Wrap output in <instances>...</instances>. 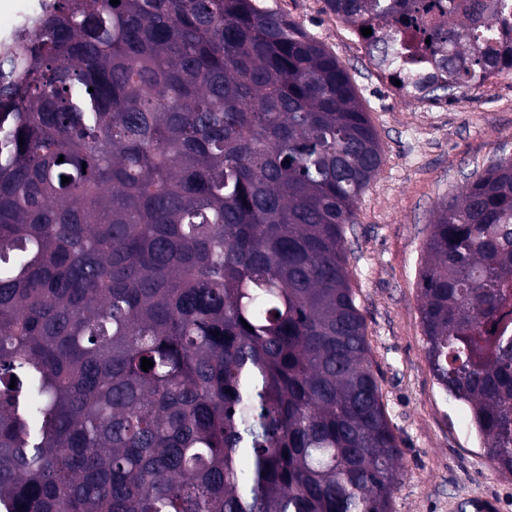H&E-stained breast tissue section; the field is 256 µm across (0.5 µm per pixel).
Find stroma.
<instances>
[{
  "instance_id": "stroma-1",
  "label": "stroma",
  "mask_w": 512,
  "mask_h": 512,
  "mask_svg": "<svg viewBox=\"0 0 512 512\" xmlns=\"http://www.w3.org/2000/svg\"><path fill=\"white\" fill-rule=\"evenodd\" d=\"M336 55L384 151L347 233L348 269L390 425L403 442L392 512H451L489 493L512 512V478L486 459L465 406L437 384L423 350L418 281L429 227L471 173L512 157V74L436 99L403 96L323 0H267Z\"/></svg>"
}]
</instances>
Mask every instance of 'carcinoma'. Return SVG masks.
<instances>
[{
  "mask_svg": "<svg viewBox=\"0 0 512 512\" xmlns=\"http://www.w3.org/2000/svg\"><path fill=\"white\" fill-rule=\"evenodd\" d=\"M324 4L419 97L512 68V0ZM383 161L262 0H44L0 44V512H391L346 246ZM425 251V357L512 478V159Z\"/></svg>",
  "mask_w": 512,
  "mask_h": 512,
  "instance_id": "1",
  "label": "carcinoma"
}]
</instances>
